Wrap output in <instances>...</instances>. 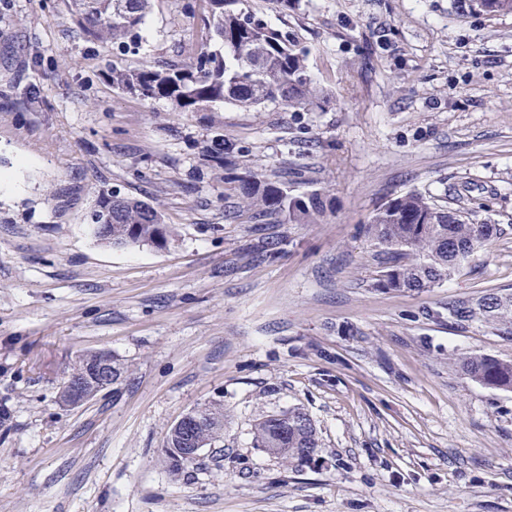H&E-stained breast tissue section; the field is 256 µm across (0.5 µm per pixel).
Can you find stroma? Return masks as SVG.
Masks as SVG:
<instances>
[{
	"label": "stroma",
	"mask_w": 512,
	"mask_h": 512,
	"mask_svg": "<svg viewBox=\"0 0 512 512\" xmlns=\"http://www.w3.org/2000/svg\"><path fill=\"white\" fill-rule=\"evenodd\" d=\"M187 3L157 0L121 49L63 0H0V512H512V392L455 363L512 359V340L448 323L453 300L512 293V13L241 0L307 48L321 109L179 112L114 89L113 67L220 50ZM228 144L321 201L317 223L240 211L215 162ZM409 190L503 233L435 287H374L363 228ZM111 191L157 208L174 240H98L85 217ZM95 352L122 377L64 406V374ZM215 401L222 441L172 477L171 427ZM295 407L319 434L299 468L253 441Z\"/></svg>",
	"instance_id": "1"
}]
</instances>
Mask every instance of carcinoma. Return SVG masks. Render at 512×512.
I'll return each instance as SVG.
<instances>
[{
    "mask_svg": "<svg viewBox=\"0 0 512 512\" xmlns=\"http://www.w3.org/2000/svg\"><path fill=\"white\" fill-rule=\"evenodd\" d=\"M68 9L83 32L102 43L129 48L140 32L155 0H67ZM201 22L208 37L224 53L202 51L182 66L160 68L145 64L138 69L113 68L112 86L145 101L165 99L180 112H198L223 102L259 110L269 104L293 112H310L322 92L307 74L304 49L288 34L261 18L237 11L238 0H201ZM239 183L241 205L258 218L288 214L295 223L312 224L320 209L288 197L278 183L266 182L229 161L224 163ZM93 212L112 222L107 238L117 248L168 242L176 229L165 223L154 207L134 198L111 193L102 196ZM498 224H472L463 212L438 203L430 194L410 190L375 210L366 233L377 248L378 274L374 286L398 291H420L448 279L476 249L502 234ZM480 321L495 334L512 338V294L490 293L448 303V324L463 329ZM102 356L79 357L71 372L87 377L89 398L106 390L93 375ZM472 381L496 390L512 391V360L484 354L457 359ZM224 434V406L204 409L191 433L169 431L166 455L169 470L177 475L190 465L180 460L183 449L197 444L210 448ZM256 446L287 463H307L319 447L318 432L309 415L294 408L254 425Z\"/></svg>",
    "mask_w": 512,
    "mask_h": 512,
    "instance_id": "cac0c4a2",
    "label": "carcinoma"
}]
</instances>
